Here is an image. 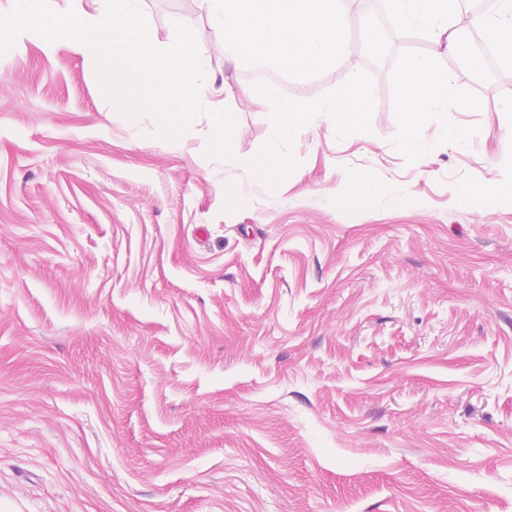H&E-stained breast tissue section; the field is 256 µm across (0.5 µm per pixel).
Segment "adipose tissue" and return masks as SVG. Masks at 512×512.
Returning <instances> with one entry per match:
<instances>
[{"instance_id": "adipose-tissue-1", "label": "adipose tissue", "mask_w": 512, "mask_h": 512, "mask_svg": "<svg viewBox=\"0 0 512 512\" xmlns=\"http://www.w3.org/2000/svg\"><path fill=\"white\" fill-rule=\"evenodd\" d=\"M213 26L222 31L235 62L262 63L278 71L312 73L348 58V18L354 0H199ZM466 0H391L401 31L425 35L433 50L408 56L398 77L403 136L400 146L424 153L426 118L446 112L456 97L453 73L440 68L445 54L463 56L471 32L512 60V0L472 16Z\"/></svg>"}]
</instances>
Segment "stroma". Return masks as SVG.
I'll return each instance as SVG.
<instances>
[{"label": "stroma", "mask_w": 512, "mask_h": 512, "mask_svg": "<svg viewBox=\"0 0 512 512\" xmlns=\"http://www.w3.org/2000/svg\"><path fill=\"white\" fill-rule=\"evenodd\" d=\"M374 4L384 56L356 0L350 58L274 83L369 72L371 132L301 129L273 189L207 156L208 116L131 138L65 41L0 54V512H512V203L462 196L512 183V62L443 58L470 144L431 120L400 149L398 76L431 44ZM144 10L158 40L195 31L256 156L250 64L197 0Z\"/></svg>", "instance_id": "35a3bbf8"}]
</instances>
